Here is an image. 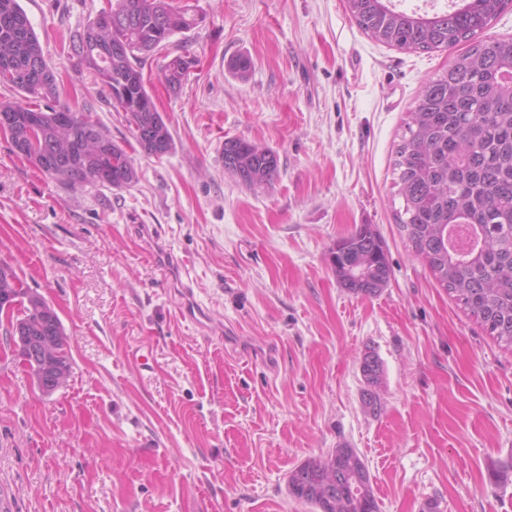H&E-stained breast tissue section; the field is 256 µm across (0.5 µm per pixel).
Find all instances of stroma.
<instances>
[{
  "label": "stroma",
  "instance_id": "1",
  "mask_svg": "<svg viewBox=\"0 0 512 512\" xmlns=\"http://www.w3.org/2000/svg\"><path fill=\"white\" fill-rule=\"evenodd\" d=\"M188 2L201 23L143 69L173 137L156 157L67 53L108 0H21L60 102L91 113L138 180L71 191L0 137V262L56 310L72 362L43 394L0 332V512H317L288 474L342 447L363 458L379 512H512V348L394 219L405 119L452 52L376 43L345 0ZM169 52L196 61L177 92L161 78ZM230 138L276 154L272 185L225 171ZM144 224L179 280L148 256ZM363 224L392 267L373 297L329 261ZM181 282L208 328L182 317ZM371 350L378 412L363 404ZM361 371L367 385L363 394V402L371 411H377L381 406L378 390L383 383L384 370L380 358L372 353H365L361 362Z\"/></svg>",
  "mask_w": 512,
  "mask_h": 512
}]
</instances>
